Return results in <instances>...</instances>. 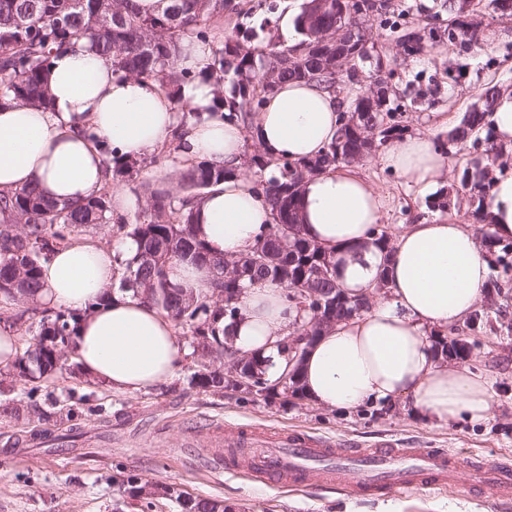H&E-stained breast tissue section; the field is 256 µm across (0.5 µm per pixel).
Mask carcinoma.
Returning a JSON list of instances; mask_svg holds the SVG:
<instances>
[{"instance_id": "obj_1", "label": "carcinoma", "mask_w": 512, "mask_h": 512, "mask_svg": "<svg viewBox=\"0 0 512 512\" xmlns=\"http://www.w3.org/2000/svg\"><path fill=\"white\" fill-rule=\"evenodd\" d=\"M161 9L146 15L135 0H0V107L21 104L47 107L50 96L44 72L50 55L84 39L95 51L112 59L118 70L135 77L153 78L169 96L189 81L176 67L179 44L189 36L207 35L211 22L224 16L250 17L254 7L246 0H160ZM344 25L348 27L344 47L336 48V0H306L296 18L300 42L288 49L266 41L261 58L265 71L255 74L252 42L259 38L257 27L237 24L236 38H229L212 68L199 78L216 86L208 110H228L243 117L257 111L264 98L284 80L315 81L335 93L360 85L364 63L375 60L374 75L383 63L374 54L376 37L386 32L402 47L404 54L417 55L438 30L417 28L403 20L399 5L392 0H343ZM448 14L449 43H461L487 52L480 23L474 17L491 8L512 16V0H443ZM502 85L488 84L478 95L481 105L465 112L459 125L448 133V153L464 158L473 149L479 157L465 161L460 183L473 191L470 217L484 226L482 243L496 255L492 266L498 274L488 287L501 292L512 280V243L488 230L492 226L488 196L492 168L508 153L494 134L491 116ZM401 98L370 99L356 96L342 112L336 140L324 152L305 162L286 158L274 160L261 154L249 163L259 171L275 174L256 184L271 208L273 222L266 235L247 253L237 257L241 278L224 277L225 258L211 255L193 231L189 208L211 186L223 181L227 172L204 163L180 174L174 192L155 191L146 200L149 218L132 225L129 236L137 239L138 252L125 261L122 288L148 299L177 325L190 333L192 355L198 370L193 380L202 388L224 387V371L210 368L211 360L224 355V320L234 318L244 289L271 284L288 291V300L314 310L323 304L338 319L351 318L368 308L366 297L346 295L336 278L334 254L324 250L298 231L299 195L303 180L340 164L370 157L381 145L401 136L405 126L397 112ZM111 180L123 181L146 167V159L108 158ZM0 213L6 215L0 227V301L12 306L30 302L41 288V266L56 246L65 243L72 229L88 224H108L112 210L108 193L74 204H51L36 187L0 191ZM262 252L266 262L255 263L250 256ZM174 260L206 266L213 273V294L218 306L196 298L172 285L166 267ZM311 288L316 299L304 297ZM76 315L59 310L39 320L35 349L18 358L14 369L23 377L44 375L62 365L72 348L71 324ZM490 322L489 311L476 310L467 327L479 332ZM182 512H226L223 502L188 498Z\"/></svg>"}]
</instances>
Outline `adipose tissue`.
Listing matches in <instances>:
<instances>
[{
	"label": "adipose tissue",
	"instance_id": "ef3b65f1",
	"mask_svg": "<svg viewBox=\"0 0 512 512\" xmlns=\"http://www.w3.org/2000/svg\"><path fill=\"white\" fill-rule=\"evenodd\" d=\"M45 82L48 108L0 109V190L34 186L55 203L80 201L106 189L107 154L144 157L173 144L185 163L228 171L224 183L192 205L198 238L211 254L228 259L249 251L273 221L263 195L240 174L246 136L269 157L306 160L335 139L343 109L318 83L289 80L249 122L229 112L213 115L205 110L210 85L189 82L181 100H171L157 81L118 71L81 40L51 55ZM378 162L422 188L444 166L429 131L384 149ZM109 192L113 217L124 218L131 193ZM490 211L494 231L512 239V171L495 178ZM382 215L378 193L357 168L309 177L301 187L303 233L335 252L347 294H371L378 272L388 279L385 298L320 332L302 363L304 393L340 411L407 400L414 412L440 423L481 422L493 402L488 379L440 364L431 337L477 308L491 274L480 241L453 220L422 221L396 233L384 253L374 243ZM135 251L128 237L108 246L62 245L43 264V287L34 298L39 306L79 313L77 363L94 381L126 393L160 387L184 357L166 314L113 288L121 261ZM307 320L285 289L254 285L227 323V343L238 355L258 357L277 378L288 365L287 336Z\"/></svg>",
	"mask_w": 512,
	"mask_h": 512
}]
</instances>
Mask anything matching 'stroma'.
Segmentation results:
<instances>
[{"mask_svg": "<svg viewBox=\"0 0 512 512\" xmlns=\"http://www.w3.org/2000/svg\"><path fill=\"white\" fill-rule=\"evenodd\" d=\"M304 0H261L253 24L266 36L293 45L292 31ZM479 21L491 34L490 53H473L441 37L415 56L380 38L377 51L390 87L406 101L403 120L409 133L435 130L443 145L448 127L456 126L491 81L512 86V22L492 11ZM447 115V128L437 125ZM384 203L382 224L391 232L434 218L429 206L447 193V216L470 224V195L460 186L457 161L448 158L436 189L403 184L375 159L359 163ZM183 162L175 150L148 156L146 168L127 181L138 199L126 221H143L142 183L178 180ZM471 350L464 367L487 376L494 398L490 418L474 424L460 420L440 424L413 414L408 403L365 406L349 413L295 400L284 393L264 398L230 388L204 389L191 382L197 364L185 356L178 375L159 389L123 393L85 375L75 359L51 374L22 378L0 370V512H142L141 503L125 493L123 482L174 487L175 496L154 499L151 512H181L179 495L210 498L231 512H375L379 504L395 512H512V497L499 499L488 490H470L474 466L490 460L512 461V335L460 328ZM50 413L39 419L33 406ZM265 424L374 448L390 441L400 448L445 449L459 461L456 489L419 491L389 488L355 497L332 486L278 487L251 477L246 468L210 467L197 440L217 425L229 428Z\"/></svg>", "mask_w": 512, "mask_h": 512, "instance_id": "35a3bbf8", "label": "stroma"}]
</instances>
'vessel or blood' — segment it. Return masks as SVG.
Masks as SVG:
<instances>
[{
  "label": "vessel or blood",
  "instance_id": "vessel-or-blood-1",
  "mask_svg": "<svg viewBox=\"0 0 512 512\" xmlns=\"http://www.w3.org/2000/svg\"><path fill=\"white\" fill-rule=\"evenodd\" d=\"M231 448L247 459L252 477L281 487L316 484L360 495L390 486L434 489L458 484L455 456L431 448H360L298 430L254 424L214 441L210 454L215 468H223ZM473 477L497 496L512 495V463H485L474 469Z\"/></svg>",
  "mask_w": 512,
  "mask_h": 512
}]
</instances>
